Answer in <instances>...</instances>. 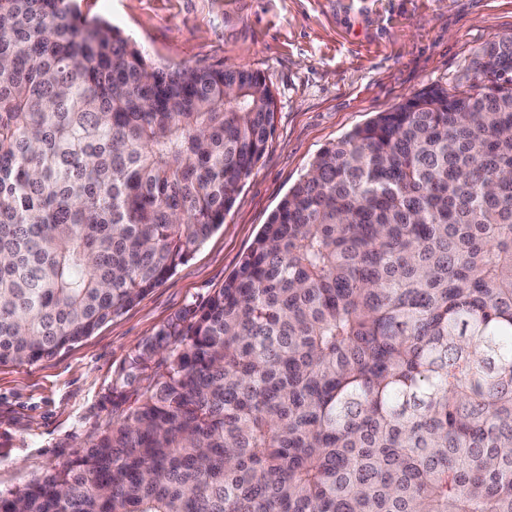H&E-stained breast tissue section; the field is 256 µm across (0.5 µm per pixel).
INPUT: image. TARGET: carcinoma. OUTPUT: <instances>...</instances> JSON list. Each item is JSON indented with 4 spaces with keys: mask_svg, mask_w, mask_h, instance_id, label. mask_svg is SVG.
<instances>
[{
    "mask_svg": "<svg viewBox=\"0 0 512 512\" xmlns=\"http://www.w3.org/2000/svg\"><path fill=\"white\" fill-rule=\"evenodd\" d=\"M473 71L322 149L224 287L134 351L123 413L0 512H512V34ZM274 112L255 71L0 0V365L162 285Z\"/></svg>",
    "mask_w": 512,
    "mask_h": 512,
    "instance_id": "1",
    "label": "carcinoma"
}]
</instances>
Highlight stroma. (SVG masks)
I'll return each instance as SVG.
<instances>
[{
    "mask_svg": "<svg viewBox=\"0 0 512 512\" xmlns=\"http://www.w3.org/2000/svg\"><path fill=\"white\" fill-rule=\"evenodd\" d=\"M158 64L260 72L276 99L266 150L232 209L160 287L34 366L0 365V490L74 457L122 412L106 395L136 347L236 273L315 156L429 85L469 83L512 33V0H78Z\"/></svg>",
    "mask_w": 512,
    "mask_h": 512,
    "instance_id": "obj_1",
    "label": "stroma"
}]
</instances>
